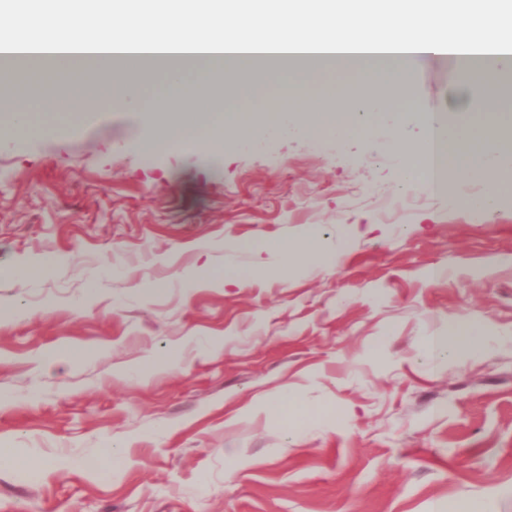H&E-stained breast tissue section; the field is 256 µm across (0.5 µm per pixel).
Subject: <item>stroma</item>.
Masks as SVG:
<instances>
[{"label":"stroma","mask_w":512,"mask_h":512,"mask_svg":"<svg viewBox=\"0 0 512 512\" xmlns=\"http://www.w3.org/2000/svg\"><path fill=\"white\" fill-rule=\"evenodd\" d=\"M455 81L218 155H145L148 108L0 127V512H512V189L465 207L480 178L418 189L392 146ZM450 328L481 341L430 360Z\"/></svg>","instance_id":"35a3bbf8"}]
</instances>
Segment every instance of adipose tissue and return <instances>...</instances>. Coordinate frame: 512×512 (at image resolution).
I'll list each match as a JSON object with an SVG mask.
<instances>
[{"mask_svg": "<svg viewBox=\"0 0 512 512\" xmlns=\"http://www.w3.org/2000/svg\"><path fill=\"white\" fill-rule=\"evenodd\" d=\"M57 4L65 16L67 45L55 52L43 49L36 39L42 23L39 9L7 11L6 22H0L1 42L19 32L30 37L15 67L37 68L45 80L38 95L18 86L0 98V123L17 133H38L35 117L58 114L63 105L77 121L92 108L146 105L158 116L162 130L144 143V150L156 153L192 145L210 153L224 128L251 127L256 105L252 98L238 102L216 94L215 83L226 76H270L286 67L308 71L309 78L263 90V97L277 103L266 112L267 123L287 127L289 110L299 109L312 97L352 99L358 117L338 116L334 128L338 135L354 138L361 118H372L387 106L380 98L358 97V89L367 82H390L399 97L409 98L411 55H419L424 65L454 56L475 67L512 72V27L500 29L493 52L485 51L477 36L490 12L512 17V0H57ZM162 14L177 19L164 43L127 44L132 28L154 26ZM452 17L458 24L451 31L447 25ZM279 18L287 24L272 49L236 43L243 27L266 26ZM312 27L328 33L343 27L355 41L322 51L318 60L310 62L299 55L300 34ZM157 71L163 90L145 100L139 79ZM456 96L465 112L481 116L485 134L475 135L467 124L439 112L425 118L422 144L399 140L395 146L419 159L417 188H431L438 169L457 179L479 176L487 183L486 192L468 199V206L495 205L512 183V168L504 163L512 156V141L495 132L500 125L499 100L491 87H476L465 75ZM202 98L212 103L207 113L187 121L169 119L172 103L190 105Z\"/></svg>", "mask_w": 512, "mask_h": 512, "instance_id": "adipose-tissue-1", "label": "adipose tissue"}]
</instances>
